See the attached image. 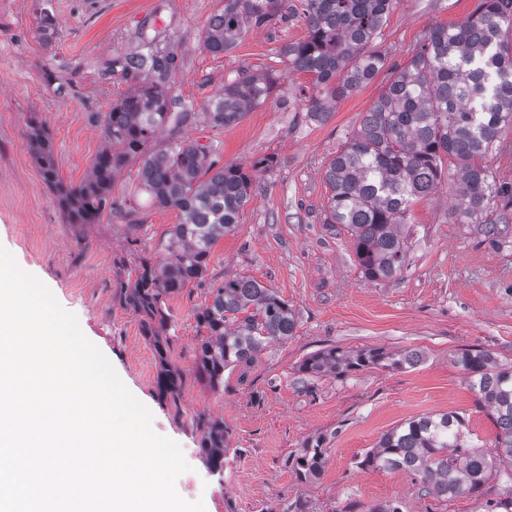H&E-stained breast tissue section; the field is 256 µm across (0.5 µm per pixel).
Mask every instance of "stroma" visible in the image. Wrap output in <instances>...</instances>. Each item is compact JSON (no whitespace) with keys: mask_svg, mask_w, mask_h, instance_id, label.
I'll return each instance as SVG.
<instances>
[{"mask_svg":"<svg viewBox=\"0 0 512 512\" xmlns=\"http://www.w3.org/2000/svg\"><path fill=\"white\" fill-rule=\"evenodd\" d=\"M476 3L397 0L382 36L391 63H405L432 27L462 21ZM223 7L224 0H0V247L77 316L85 337L151 410L154 431L183 448L203 486L205 512H282L297 498L309 501L313 512H368L392 499L407 512H473L470 496L441 501L423 495L409 474L362 470L356 463L387 430L432 412L459 413L476 443H494L498 430L454 356L480 347L512 366V243L491 247L476 225L455 223L456 190L447 182L412 207L404 271L387 281L362 278L350 235L324 222L329 190L323 175L383 91L386 74L337 101L327 120L309 119L306 79L285 73L278 55L281 46L305 36L304 20L251 29L216 56L202 36ZM46 10L56 22L48 43L38 33ZM143 31L172 41L180 67L171 83L198 109L243 74L273 69L281 75L269 99L238 123L199 122L182 131L189 140L217 145L224 164L248 166L266 155L275 163L255 173L238 227L214 244L203 283L166 300L169 358L184 377L175 404L159 397L155 351L139 316L120 303L115 283L133 275L145 249L167 237L176 211L149 207L141 194L131 200L143 222L137 232H129L119 212L104 213L97 224L66 223L26 138L30 117H40L60 178L83 182L105 146L99 119L128 89L100 69L133 51ZM233 275L273 288L297 312L298 327L288 341H271L251 364L225 374L223 390L214 391L196 372L201 332L195 314L210 303V284ZM329 346L417 349L424 360L409 369L302 377L301 361ZM202 415L224 419L240 450L220 475L201 449L195 420ZM320 436L328 440V463L318 479L299 481L293 461Z\"/></svg>","mask_w":512,"mask_h":512,"instance_id":"obj_1","label":"stroma"}]
</instances>
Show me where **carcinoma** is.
Wrapping results in <instances>:
<instances>
[{"label":"carcinoma","instance_id":"carcinoma-1","mask_svg":"<svg viewBox=\"0 0 512 512\" xmlns=\"http://www.w3.org/2000/svg\"><path fill=\"white\" fill-rule=\"evenodd\" d=\"M396 0H224V10L204 32L205 49L222 55L251 27L298 15L307 34L279 50L286 72L307 75L308 116L324 121L336 102L389 74L384 91L360 128L329 161L326 223L343 224L354 242L357 264L368 281L394 278L409 250L401 226L412 206L431 196L443 179L457 180L459 224L483 227L501 245L512 238V183L497 179L486 162L512 129V0H478L464 20L431 28L409 60L389 64L380 46ZM177 53L157 36L140 33L137 51L103 64V74L129 83L122 98L101 117L108 147L94 159L88 179H60L45 123L33 119L28 139L44 181L63 204L70 224H96L107 211L124 209L112 188L126 167H137V189L158 209L179 212V222L156 248L157 260L141 258L135 280L119 282L120 301L141 316L144 336L160 363L159 395L177 401L182 373L168 360L170 314L165 299L202 280L216 241L237 227L250 200L253 178L241 165H222L218 148L181 136L200 119L213 128L237 123L263 105L278 77L268 71L224 84L205 111L182 100L170 83ZM212 302L196 312L206 337L196 346L199 376L224 389V371L257 357L271 340L286 341L298 326L295 310L260 282L232 276L211 288ZM424 360L416 349L345 350L332 346L299 365L306 377H344L368 368L405 369ZM455 363L477 402L498 428L494 445L483 448L466 432L463 416L446 412L411 418L383 433L357 466L403 471L420 479L425 492L448 501L461 495L480 500L477 512H512V366L493 353L462 349ZM201 448L219 474L238 449L222 419L200 416ZM328 449L318 438L294 460L301 481L318 478ZM496 479L505 493L484 498Z\"/></svg>","mask_w":512,"mask_h":512}]
</instances>
